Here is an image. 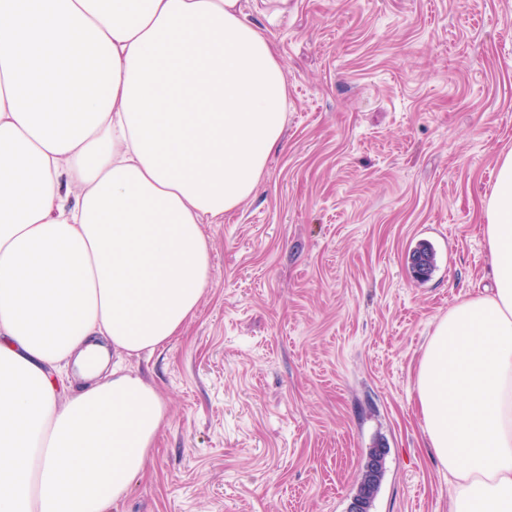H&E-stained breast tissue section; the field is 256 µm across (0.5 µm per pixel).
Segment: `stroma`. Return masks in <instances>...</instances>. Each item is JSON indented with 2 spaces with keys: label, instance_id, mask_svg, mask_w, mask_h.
Segmentation results:
<instances>
[{
  "label": "stroma",
  "instance_id": "obj_1",
  "mask_svg": "<svg viewBox=\"0 0 512 512\" xmlns=\"http://www.w3.org/2000/svg\"><path fill=\"white\" fill-rule=\"evenodd\" d=\"M288 83L256 194L204 232L211 283L165 351L125 361L167 416L112 512H449L416 372L434 322L483 293L481 233L512 151V0H292ZM430 242L424 281L408 251Z\"/></svg>",
  "mask_w": 512,
  "mask_h": 512
}]
</instances>
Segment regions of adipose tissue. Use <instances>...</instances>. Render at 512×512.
Instances as JSON below:
<instances>
[{
    "label": "adipose tissue",
    "instance_id": "obj_1",
    "mask_svg": "<svg viewBox=\"0 0 512 512\" xmlns=\"http://www.w3.org/2000/svg\"><path fill=\"white\" fill-rule=\"evenodd\" d=\"M288 3L0 0V512H111L144 472L166 405L121 361L196 314L204 225L281 144ZM481 231L492 286L417 368L450 512H512V152Z\"/></svg>",
    "mask_w": 512,
    "mask_h": 512
}]
</instances>
